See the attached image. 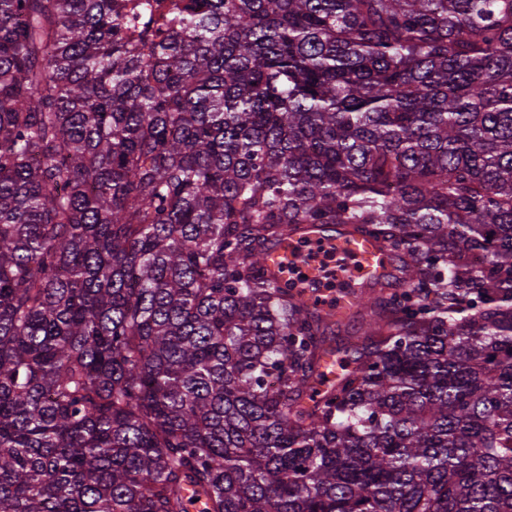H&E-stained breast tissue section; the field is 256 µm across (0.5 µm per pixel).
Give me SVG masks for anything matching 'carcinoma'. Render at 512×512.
<instances>
[{"label":"carcinoma","mask_w":512,"mask_h":512,"mask_svg":"<svg viewBox=\"0 0 512 512\" xmlns=\"http://www.w3.org/2000/svg\"><path fill=\"white\" fill-rule=\"evenodd\" d=\"M124 21L0 0V512H512V0ZM300 224L395 263L341 348Z\"/></svg>","instance_id":"carcinoma-1"}]
</instances>
